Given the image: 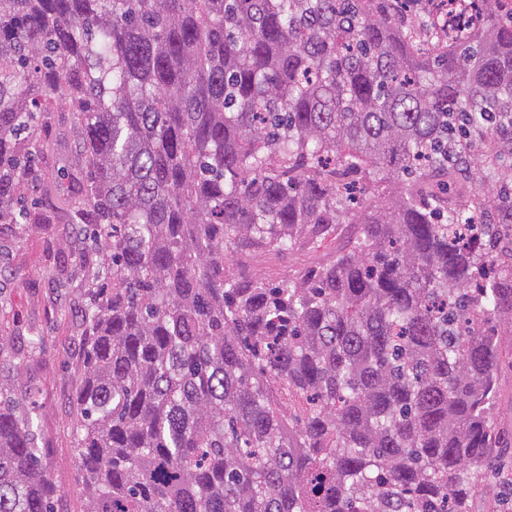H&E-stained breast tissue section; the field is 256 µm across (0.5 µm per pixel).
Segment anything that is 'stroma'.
Wrapping results in <instances>:
<instances>
[{
    "label": "stroma",
    "instance_id": "obj_1",
    "mask_svg": "<svg viewBox=\"0 0 512 512\" xmlns=\"http://www.w3.org/2000/svg\"><path fill=\"white\" fill-rule=\"evenodd\" d=\"M51 143L38 167L57 177L58 195L72 196L78 174L74 160L80 140L67 112L53 113L45 133ZM356 225L343 224L337 236L287 254L257 252L251 257L259 278L280 280L307 267L327 263L341 238L355 234ZM88 224H9L0 227V332L11 336L13 349L0 356V383L19 398H32L39 445L47 454V469L59 486L54 512H83L85 497L80 462L74 448L77 414L72 394L81 374L85 335L78 312L93 287L84 254L92 246ZM504 360L491 418L512 442V322H497ZM39 342L30 350V342ZM470 512H512V474L481 484Z\"/></svg>",
    "mask_w": 512,
    "mask_h": 512
}]
</instances>
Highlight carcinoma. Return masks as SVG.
Masks as SVG:
<instances>
[{
  "label": "carcinoma",
  "mask_w": 512,
  "mask_h": 512,
  "mask_svg": "<svg viewBox=\"0 0 512 512\" xmlns=\"http://www.w3.org/2000/svg\"><path fill=\"white\" fill-rule=\"evenodd\" d=\"M72 114L100 283L74 393L84 512H469L512 319L468 136L512 151V0H0V224ZM359 224L322 266L247 275ZM0 388V512H53Z\"/></svg>",
  "instance_id": "obj_1"
}]
</instances>
